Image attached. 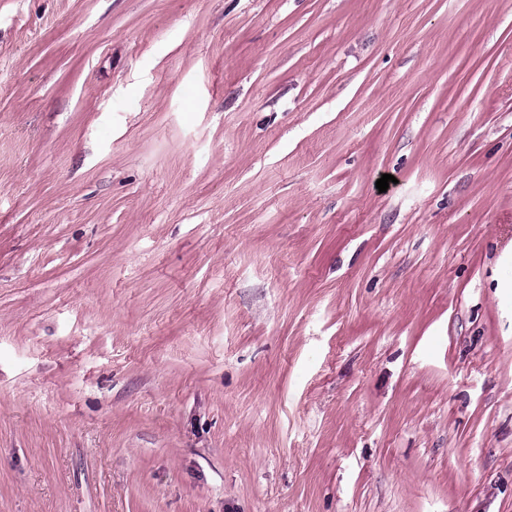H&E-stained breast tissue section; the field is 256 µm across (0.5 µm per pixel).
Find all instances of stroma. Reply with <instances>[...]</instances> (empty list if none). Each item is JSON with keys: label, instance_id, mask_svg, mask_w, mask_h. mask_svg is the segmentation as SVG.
Instances as JSON below:
<instances>
[{"label": "stroma", "instance_id": "35a3bbf8", "mask_svg": "<svg viewBox=\"0 0 512 512\" xmlns=\"http://www.w3.org/2000/svg\"><path fill=\"white\" fill-rule=\"evenodd\" d=\"M0 512H512V0H0Z\"/></svg>", "mask_w": 512, "mask_h": 512}]
</instances>
